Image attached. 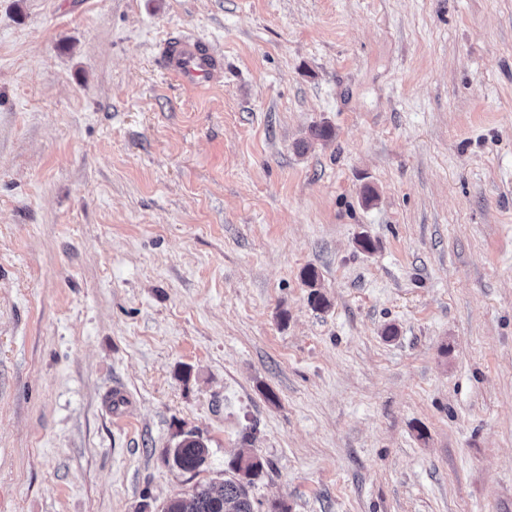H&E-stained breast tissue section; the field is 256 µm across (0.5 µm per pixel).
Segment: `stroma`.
<instances>
[{
	"label": "stroma",
	"mask_w": 512,
	"mask_h": 512,
	"mask_svg": "<svg viewBox=\"0 0 512 512\" xmlns=\"http://www.w3.org/2000/svg\"><path fill=\"white\" fill-rule=\"evenodd\" d=\"M245 448L256 512H512V0H0V512ZM163 58L164 66L188 86L211 83L220 74V56L199 39L180 37L166 41ZM209 449L203 439L195 433H187L174 448L175 465L187 472L199 469L207 460Z\"/></svg>",
	"instance_id": "obj_1"
}]
</instances>
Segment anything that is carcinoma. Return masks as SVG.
Here are the masks:
<instances>
[{
    "mask_svg": "<svg viewBox=\"0 0 512 512\" xmlns=\"http://www.w3.org/2000/svg\"><path fill=\"white\" fill-rule=\"evenodd\" d=\"M208 455L209 449L203 439L192 432L183 437L173 452L175 465L187 472L199 469ZM263 468L262 461L252 462L245 467L243 478L235 469L232 477L223 483L196 491L189 502L180 498L170 500L163 512H255L250 487Z\"/></svg>",
    "mask_w": 512,
    "mask_h": 512,
    "instance_id": "obj_1",
    "label": "carcinoma"
}]
</instances>
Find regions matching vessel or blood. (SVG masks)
<instances>
[{"instance_id":"vessel-or-blood-1","label":"vessel or blood","mask_w":512,"mask_h":512,"mask_svg":"<svg viewBox=\"0 0 512 512\" xmlns=\"http://www.w3.org/2000/svg\"><path fill=\"white\" fill-rule=\"evenodd\" d=\"M163 58L165 67L190 86L213 82L220 74L217 52L194 38L180 37L165 42Z\"/></svg>"}]
</instances>
